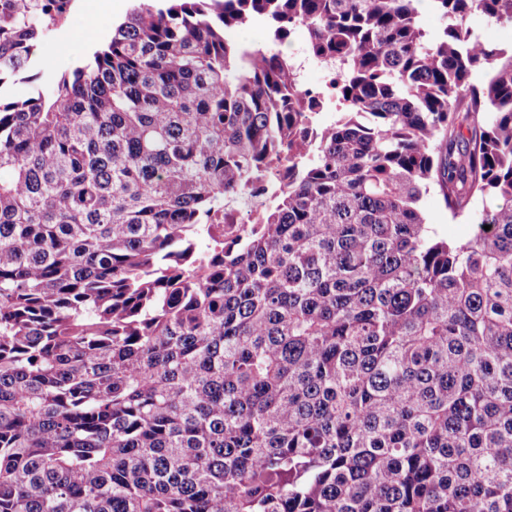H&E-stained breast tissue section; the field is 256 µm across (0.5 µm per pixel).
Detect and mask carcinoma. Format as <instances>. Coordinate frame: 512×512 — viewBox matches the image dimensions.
I'll return each instance as SVG.
<instances>
[{
	"mask_svg": "<svg viewBox=\"0 0 512 512\" xmlns=\"http://www.w3.org/2000/svg\"><path fill=\"white\" fill-rule=\"evenodd\" d=\"M433 2L136 0L15 100L73 0H0V512H512V0ZM417 8L420 15V21L430 37H436L447 25V21L435 10L430 0H419ZM227 36L233 41L257 48H266L270 44L268 27L261 22L239 26L227 33ZM290 42V45L287 43L284 48L286 51H288V54H292L294 56V52H296L298 53V56H307L311 59V61H314L307 51V40L304 31L296 30L291 35ZM311 61L301 59L297 61L296 76L298 84L303 90L309 92L311 95L318 96L326 106L329 103H334L336 101V67L325 61L317 62V68L322 71V73H324L327 78L324 84L317 86L313 83L319 82L323 74L316 69H312L310 72L309 80ZM283 180V176L276 174L270 183L266 185L265 191H260L251 196H245L230 205V214L233 224H252L257 214L263 209L267 193L271 188L277 186ZM422 208L429 224L440 236L448 238H463L475 232V224L469 218H453L442 205L438 195L431 191L422 200Z\"/></svg>",
	"mask_w": 512,
	"mask_h": 512,
	"instance_id": "carcinoma-1",
	"label": "carcinoma"
}]
</instances>
